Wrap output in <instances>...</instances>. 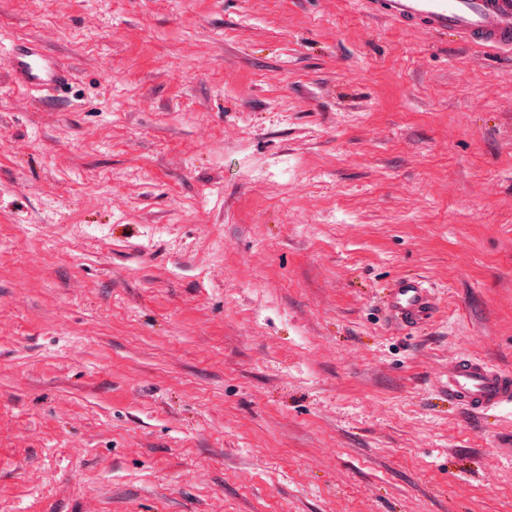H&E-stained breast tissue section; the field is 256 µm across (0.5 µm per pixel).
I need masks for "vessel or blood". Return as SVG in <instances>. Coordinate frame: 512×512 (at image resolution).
<instances>
[{"mask_svg":"<svg viewBox=\"0 0 512 512\" xmlns=\"http://www.w3.org/2000/svg\"><path fill=\"white\" fill-rule=\"evenodd\" d=\"M372 16H388L410 27L454 34L468 44L512 49V0H364ZM7 65L13 80L33 90L62 87L71 79L45 48L17 43ZM385 307L403 328L429 320L435 303L431 289L415 277L397 279L387 288ZM448 403L482 415L512 405V373L481 359L461 356L448 364L441 386Z\"/></svg>","mask_w":512,"mask_h":512,"instance_id":"b4317fda","label":"vessel or blood"}]
</instances>
